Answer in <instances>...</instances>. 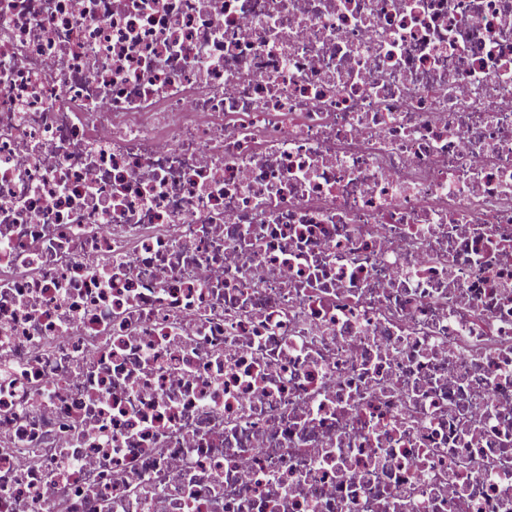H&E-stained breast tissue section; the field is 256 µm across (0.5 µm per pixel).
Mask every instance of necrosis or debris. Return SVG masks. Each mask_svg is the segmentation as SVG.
<instances>
[{
    "instance_id": "4bbe7bcc",
    "label": "necrosis or debris",
    "mask_w": 512,
    "mask_h": 512,
    "mask_svg": "<svg viewBox=\"0 0 512 512\" xmlns=\"http://www.w3.org/2000/svg\"><path fill=\"white\" fill-rule=\"evenodd\" d=\"M512 512V0H0V512Z\"/></svg>"
}]
</instances>
